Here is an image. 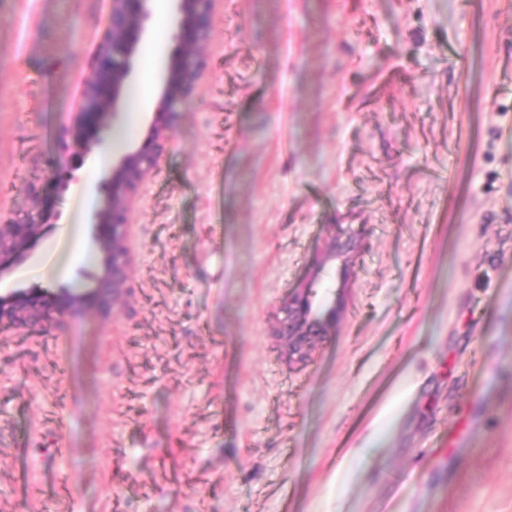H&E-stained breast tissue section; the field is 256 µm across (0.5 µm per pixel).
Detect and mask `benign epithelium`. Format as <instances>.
Wrapping results in <instances>:
<instances>
[{"instance_id": "benign-epithelium-1", "label": "benign epithelium", "mask_w": 512, "mask_h": 512, "mask_svg": "<svg viewBox=\"0 0 512 512\" xmlns=\"http://www.w3.org/2000/svg\"><path fill=\"white\" fill-rule=\"evenodd\" d=\"M154 0H110L107 31L93 53L90 72L83 83L72 123L63 128L59 153L50 160V175L28 189L31 215L24 223L0 224V277L24 260L39 238L46 221L55 216L68 181L83 158L106 139L109 119L125 111L128 89L135 76V57L148 34ZM172 47L161 74V90L153 104L145 136L112 159V169L100 186L92 212L101 266L95 276L93 296L62 292L50 295L38 289L0 296V323L26 327L51 322L94 309L106 316L130 292L132 255L130 227L145 180L158 171L183 112L191 104L204 72V49L211 41L218 0H170ZM349 243L331 241L311 267L316 279L336 260L347 267ZM311 284L294 290L280 307L282 317L275 336L288 359L296 364L310 360L326 327L336 318L340 302L324 313L313 311Z\"/></svg>"}]
</instances>
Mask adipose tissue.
Here are the masks:
<instances>
[{
    "label": "adipose tissue",
    "mask_w": 512,
    "mask_h": 512,
    "mask_svg": "<svg viewBox=\"0 0 512 512\" xmlns=\"http://www.w3.org/2000/svg\"><path fill=\"white\" fill-rule=\"evenodd\" d=\"M151 100L146 83L132 85L128 92L127 123L111 133L109 152L95 155L86 169L87 184L78 188L77 194L83 211L95 205L92 183L107 172L114 154L123 151L129 141L128 126L139 124L150 108ZM99 250L86 225H63L57 237L48 240L32 260L18 272L20 280L38 284H52L69 279L74 269L87 262L96 261Z\"/></svg>",
    "instance_id": "adipose-tissue-1"
}]
</instances>
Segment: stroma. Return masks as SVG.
<instances>
[{
	"label": "stroma",
	"instance_id": "stroma-1",
	"mask_svg": "<svg viewBox=\"0 0 512 512\" xmlns=\"http://www.w3.org/2000/svg\"><path fill=\"white\" fill-rule=\"evenodd\" d=\"M108 11L0 0V217ZM130 245L111 316L0 323V512H512V0H222ZM352 248L350 243L332 240L324 248L311 267V281L295 288L294 293L280 307L282 317L275 331V336L288 359L296 364L310 360L313 351L322 338L326 327L336 318L340 297L323 314L312 309L310 288L312 282L320 275L324 267L331 262L340 261L343 270L347 267L346 252Z\"/></svg>",
	"mask_w": 512,
	"mask_h": 512
}]
</instances>
